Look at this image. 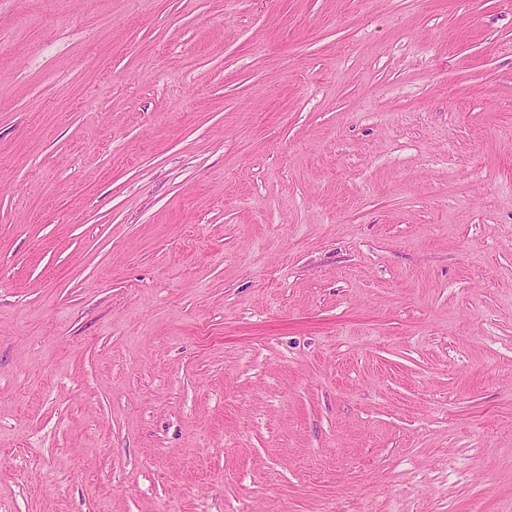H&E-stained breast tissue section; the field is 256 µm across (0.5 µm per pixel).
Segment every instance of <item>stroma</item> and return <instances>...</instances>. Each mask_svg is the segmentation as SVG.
<instances>
[{
  "label": "stroma",
  "mask_w": 512,
  "mask_h": 512,
  "mask_svg": "<svg viewBox=\"0 0 512 512\" xmlns=\"http://www.w3.org/2000/svg\"><path fill=\"white\" fill-rule=\"evenodd\" d=\"M0 512H512V0H0Z\"/></svg>",
  "instance_id": "1"
}]
</instances>
